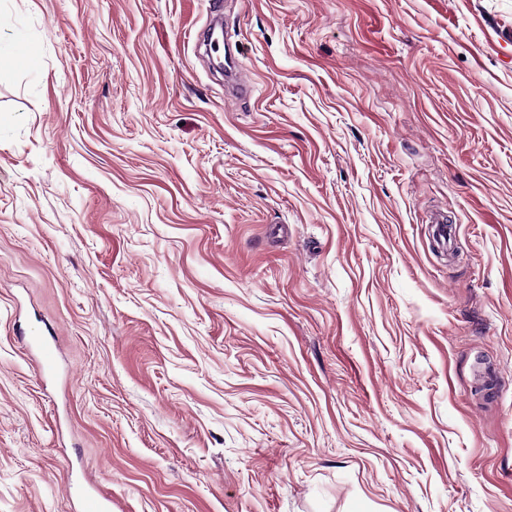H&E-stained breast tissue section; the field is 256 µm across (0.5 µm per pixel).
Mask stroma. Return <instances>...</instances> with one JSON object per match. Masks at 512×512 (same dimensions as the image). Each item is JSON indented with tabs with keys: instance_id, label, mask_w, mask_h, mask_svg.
I'll return each mask as SVG.
<instances>
[{
	"instance_id": "obj_1",
	"label": "stroma",
	"mask_w": 512,
	"mask_h": 512,
	"mask_svg": "<svg viewBox=\"0 0 512 512\" xmlns=\"http://www.w3.org/2000/svg\"><path fill=\"white\" fill-rule=\"evenodd\" d=\"M15 49L0 512H512V0H0Z\"/></svg>"
}]
</instances>
